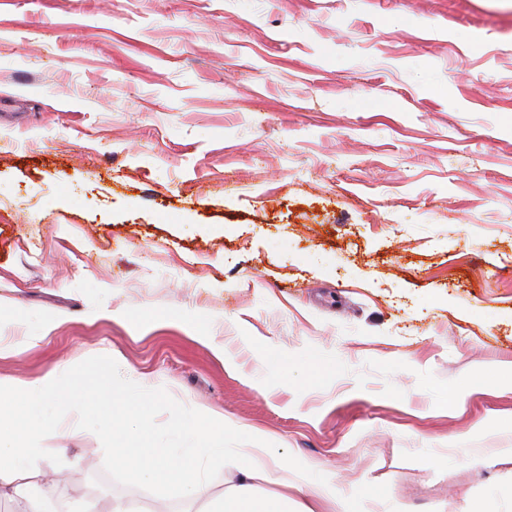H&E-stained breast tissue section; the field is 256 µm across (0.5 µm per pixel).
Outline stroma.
Wrapping results in <instances>:
<instances>
[{"instance_id":"obj_1","label":"stroma","mask_w":512,"mask_h":512,"mask_svg":"<svg viewBox=\"0 0 512 512\" xmlns=\"http://www.w3.org/2000/svg\"><path fill=\"white\" fill-rule=\"evenodd\" d=\"M0 337L345 512H512V0H0ZM40 446L63 512H207L103 414Z\"/></svg>"}]
</instances>
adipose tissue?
Listing matches in <instances>:
<instances>
[{
  "instance_id": "obj_1",
  "label": "adipose tissue",
  "mask_w": 512,
  "mask_h": 512,
  "mask_svg": "<svg viewBox=\"0 0 512 512\" xmlns=\"http://www.w3.org/2000/svg\"><path fill=\"white\" fill-rule=\"evenodd\" d=\"M57 406L86 414L93 406L81 384L49 374L33 381H0V497L24 501L29 512H43L44 501L34 491L32 478L44 458L36 440L52 423L46 409ZM208 448H169L144 445L117 448V464L144 481L164 490H174L190 501L210 500V488L202 476ZM290 471L288 460L277 449L256 447L242 459L240 481L225 492L218 512H288L292 500L285 494L259 496L261 484H281Z\"/></svg>"
}]
</instances>
